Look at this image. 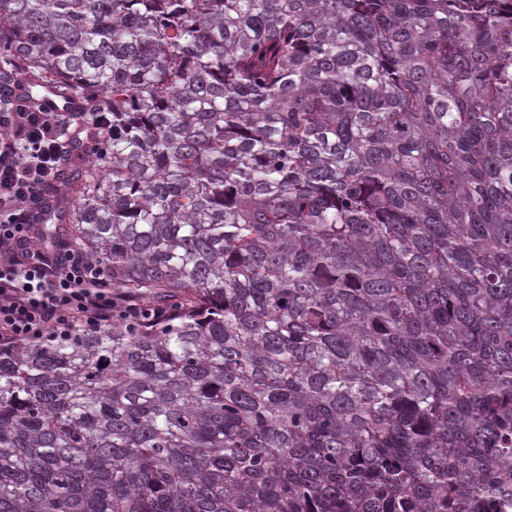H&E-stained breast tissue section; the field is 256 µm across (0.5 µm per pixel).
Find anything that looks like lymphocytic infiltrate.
Wrapping results in <instances>:
<instances>
[{"mask_svg": "<svg viewBox=\"0 0 512 512\" xmlns=\"http://www.w3.org/2000/svg\"><path fill=\"white\" fill-rule=\"evenodd\" d=\"M70 113L0 112V346L109 325L119 297L81 252L34 250L27 232L45 214L43 188L61 159L57 129Z\"/></svg>", "mask_w": 512, "mask_h": 512, "instance_id": "obj_1", "label": "lymphocytic infiltrate"}]
</instances>
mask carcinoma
Returning <instances> with one entry per match:
<instances>
[{
	"label": "carcinoma",
	"mask_w": 512,
	"mask_h": 512,
	"mask_svg": "<svg viewBox=\"0 0 512 512\" xmlns=\"http://www.w3.org/2000/svg\"><path fill=\"white\" fill-rule=\"evenodd\" d=\"M18 77L138 313L0 347V512H512V0H0Z\"/></svg>",
	"instance_id": "carcinoma-1"
}]
</instances>
